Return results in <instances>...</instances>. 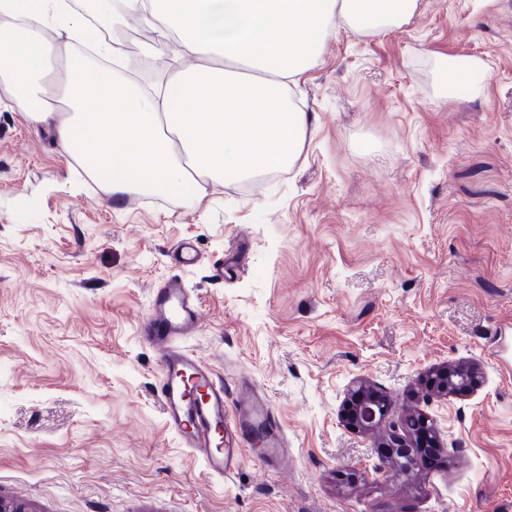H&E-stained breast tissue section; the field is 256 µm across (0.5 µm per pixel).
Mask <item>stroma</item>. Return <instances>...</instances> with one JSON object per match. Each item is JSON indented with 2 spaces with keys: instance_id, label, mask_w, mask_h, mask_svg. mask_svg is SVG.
I'll return each instance as SVG.
<instances>
[{
  "instance_id": "1",
  "label": "stroma",
  "mask_w": 512,
  "mask_h": 512,
  "mask_svg": "<svg viewBox=\"0 0 512 512\" xmlns=\"http://www.w3.org/2000/svg\"><path fill=\"white\" fill-rule=\"evenodd\" d=\"M474 69L453 85L459 60ZM290 168L110 197L0 86V498L28 512H512V0H420L327 41ZM195 242L199 259L175 252ZM223 265V280L214 277ZM203 302L190 348L255 381L288 457L207 477L167 429L139 332L161 280ZM477 387L426 389L444 364ZM367 381L433 420L417 475L344 427Z\"/></svg>"
}]
</instances>
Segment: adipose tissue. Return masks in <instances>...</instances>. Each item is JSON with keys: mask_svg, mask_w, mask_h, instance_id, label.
<instances>
[{"mask_svg": "<svg viewBox=\"0 0 512 512\" xmlns=\"http://www.w3.org/2000/svg\"><path fill=\"white\" fill-rule=\"evenodd\" d=\"M103 23L148 26L153 50L204 57L173 67L155 93L120 73L69 62L63 104L41 97L50 33L89 44L97 58L114 47L66 0H0L19 22L0 26L15 98L35 97V123L51 125L57 145L91 173L109 174L114 197L145 191L181 194L224 185L297 160L309 123L286 92L320 62L339 28L378 34L402 25L418 0H95Z\"/></svg>", "mask_w": 512, "mask_h": 512, "instance_id": "1", "label": "adipose tissue"}]
</instances>
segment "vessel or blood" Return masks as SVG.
I'll return each instance as SVG.
<instances>
[{
    "instance_id": "1",
    "label": "vessel or blood",
    "mask_w": 512,
    "mask_h": 512,
    "mask_svg": "<svg viewBox=\"0 0 512 512\" xmlns=\"http://www.w3.org/2000/svg\"><path fill=\"white\" fill-rule=\"evenodd\" d=\"M201 320V305L182 280L166 279L153 290L141 339L161 354L157 394L167 428L201 459L210 477L234 473L251 448L267 467H278L285 443L272 407L232 388L210 362L186 347Z\"/></svg>"
}]
</instances>
